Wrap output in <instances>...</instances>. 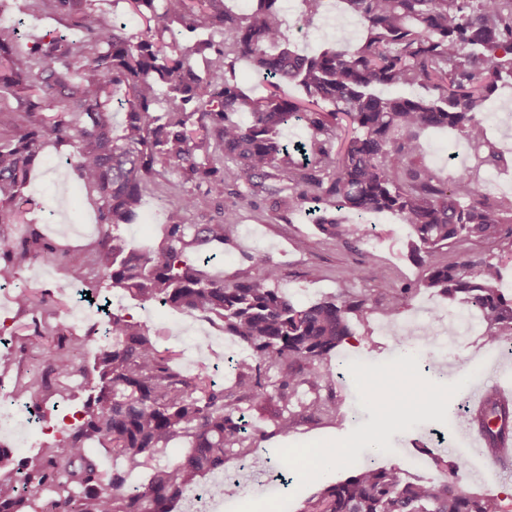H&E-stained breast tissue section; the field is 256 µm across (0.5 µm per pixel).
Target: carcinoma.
Returning <instances> with one entry per match:
<instances>
[{
    "label": "carcinoma",
    "instance_id": "carcinoma-1",
    "mask_svg": "<svg viewBox=\"0 0 512 512\" xmlns=\"http://www.w3.org/2000/svg\"><path fill=\"white\" fill-rule=\"evenodd\" d=\"M32 13L69 18L83 37L59 34L33 42L27 56L12 53L15 27L0 26V224L21 223L24 187L44 140L76 149V171L95 197L97 222L106 227L89 251L67 257L68 280L88 288L106 281L141 305L159 303L200 316L251 354L235 363V382L212 380L209 365L190 376L176 368V354L160 350L145 322L113 311L111 341L88 366L75 363L93 342L65 332L58 308L25 285L13 301L30 319L31 337L52 338L40 373L16 377L14 395L35 411L51 399L69 400V382L88 392L80 417L59 440L19 459L0 447V512H171L184 491L205 472L224 470V459L252 456L265 431L248 429L242 404L262 399L276 405L274 433L294 430L297 418L325 414L345 420L335 402L321 397L336 373L331 358L354 336L349 315L366 310L347 288L310 306L295 305L277 284L280 272L262 273L231 285L196 264L193 248L224 246L234 208L263 200L288 210L308 209L330 238L367 236L375 214L395 213L410 231L411 256L425 267L421 286L439 288L480 311L487 340L512 339V298L501 270L512 254L473 258L462 251L444 260L443 249L470 237L496 242L512 203L493 201L481 181L465 169L440 182L414 164L417 132L430 126L460 131L478 165L495 168L503 156L490 142L478 115L503 78H512V0H343L365 29L356 44H336L315 55L298 53L284 28L278 0H257L247 14L224 0H128L144 28L135 38L116 19L89 18L83 0H27ZM309 23L325 11V0H301ZM219 27L224 42L197 38ZM205 57L196 71L193 58ZM246 58L269 93L249 96L227 70L229 56ZM84 60L77 72L75 58ZM305 95L292 99L283 87ZM168 110L158 114L160 87ZM418 86L429 98L383 94L374 87ZM126 120L112 132L114 89ZM55 103L49 115L44 114ZM299 120L312 131L310 144L284 143L279 133ZM174 170L180 191L168 196L174 212L197 204L187 189H204L224 219L215 224L164 225L157 247L127 250L116 234L141 206L146 185ZM350 209L358 222L330 215ZM34 251L50 252L38 233L21 240L0 238V279H18L17 269ZM379 279L374 255L350 277ZM413 289L400 288L379 315L395 320ZM276 370L268 384L266 375ZM486 451L512 433V405L484 394L479 412ZM185 441L188 452L174 461L161 456ZM112 454L104 471L92 449ZM152 470L146 484L128 488L130 475ZM353 475L308 499L300 512H507L503 499L474 495L443 480H409L395 466L353 464Z\"/></svg>",
    "mask_w": 512,
    "mask_h": 512
}]
</instances>
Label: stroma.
Wrapping results in <instances>:
<instances>
[{"mask_svg":"<svg viewBox=\"0 0 512 512\" xmlns=\"http://www.w3.org/2000/svg\"><path fill=\"white\" fill-rule=\"evenodd\" d=\"M0 7L21 22L23 36L18 53H25L36 39L67 30L57 17L36 18L24 13L23 0H0ZM282 13L290 41L304 53L312 54L335 43V23L339 20L346 22L350 41H359L364 34L362 26L341 10L309 24L302 15L301 0H285ZM504 110L512 113V81L508 79L500 82L494 93L491 111L482 115L491 141L507 160L505 167L499 169L480 168L485 192L492 199L512 198V122L501 121L500 113ZM418 142L417 164L439 178H448L475 164L470 148L456 131L424 129ZM451 150L459 155L453 164L447 161ZM73 152V147L66 144L51 142L44 147L24 190L27 203L22 223L0 228V235L7 238L24 237L28 228H36L43 241L52 246V253L27 259L18 274L21 283L44 291L50 300L59 303L61 319L66 323L71 321L80 301L76 292L60 290L68 281L66 258L95 245L101 236L96 211L70 162ZM178 180V174L173 172L167 179L150 185L140 215L133 223L120 227L128 245L144 249L158 244L164 225L175 218L186 224L219 220L217 206L210 202L172 216L166 198L172 183ZM372 226L374 238L331 240L305 212L278 211L263 202L237 208L223 252L209 263L210 274L228 284L257 275L259 268L252 258L259 255L267 265L279 268V288L299 304L336 295L338 289L346 287L352 295L365 299L369 314L354 318L353 338L343 343L334 356L342 368L331 388L322 392L323 397L335 400L344 410L346 421L337 423L306 416L300 418L290 439L277 436L261 442L247 465L227 459L224 475L237 480L238 487L235 494L213 502L211 512H279L283 506L288 512H300L308 498L345 480L351 470L343 462L318 475L296 469L283 483L273 476L274 460L287 457L301 461L309 448L345 444L351 456L362 457L378 448L382 451L380 464L400 466L417 446L428 444L431 433L436 431L444 433L445 442L434 448L433 458L424 459V476L442 479L443 471L436 466L435 457L461 460L460 469L452 475L456 485L472 493L507 497V508L512 512V464L504 468L487 466L482 456L473 451L472 440L465 434L464 421L459 416L460 405L478 394L492 388L512 387V355L496 352L494 345L486 342L482 329L447 337L441 326L434 323L430 326L433 352L428 361L435 364V371H425L423 362H410L403 352L401 332L417 316L435 309L452 311L459 304L421 288L424 271L409 258L407 232L393 215L376 216ZM300 239L306 241V248L297 247ZM368 251L382 269V279L347 280L348 271L360 265ZM397 288L415 289L416 295L397 320L390 322L380 317L378 311ZM125 310L147 324L160 348L178 352L176 367L182 374H193L200 361L211 358L215 361V379L226 383L234 378L225 365L226 358L237 360L248 354L245 346L232 342L203 318L173 309H141L131 300L125 302ZM463 366L469 369L464 379L459 376ZM375 368L388 375L393 384L407 381L429 389L433 394L432 405L419 408L416 396L410 393L404 397L402 411L377 409L366 383Z\"/></svg>","mask_w":512,"mask_h":512,"instance_id":"stroma-1","label":"stroma"}]
</instances>
